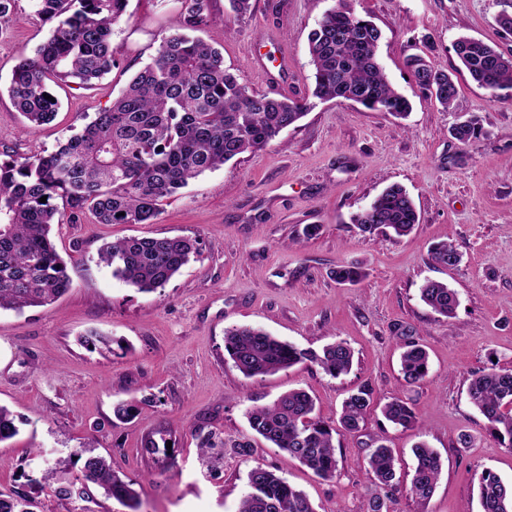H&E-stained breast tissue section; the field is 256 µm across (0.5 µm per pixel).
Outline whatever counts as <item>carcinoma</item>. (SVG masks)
Returning a JSON list of instances; mask_svg holds the SVG:
<instances>
[{
	"mask_svg": "<svg viewBox=\"0 0 512 512\" xmlns=\"http://www.w3.org/2000/svg\"><path fill=\"white\" fill-rule=\"evenodd\" d=\"M181 4L177 28L162 39L152 62L135 74L111 107L47 155L20 158L7 150L0 153V311L46 307L68 291L71 279L51 238L52 227L64 217L87 212L99 224H150L162 202L190 180L265 148L310 108L302 99L249 91L224 67L222 52L196 36L214 22L213 0ZM127 5L128 0H34L39 17L56 25L34 55L16 66L8 87L12 104L29 127L56 117L59 103L44 98L53 95L52 86L74 83L89 89L116 66L112 28L125 16ZM381 37V30L357 16L348 0H336L308 37L313 96L348 100L361 95V106L368 110L406 117L410 101L393 87L378 61ZM454 51L479 86L490 92L512 89V57L469 36L458 37ZM406 65L421 90L444 108L455 107L456 74L433 69L419 54L408 57ZM482 131L479 117L469 114L451 134L466 144ZM352 222L365 236L388 229L402 237L419 223V214L407 191L391 185ZM197 253V241L188 237L132 236L103 244L98 259L112 268L113 277L151 293L165 287ZM430 258L452 268L460 262V253L451 243H439ZM333 276L339 284H355L364 273L347 264L338 266ZM420 297L445 318L453 317L459 304L456 291L439 281L426 282ZM224 348L247 377L272 375L303 362L337 377L353 363V351L343 341L318 353L247 326L225 330ZM401 371L408 384L428 376L429 355L421 345L406 344ZM468 393L491 435L512 449V369L492 367L475 373ZM372 395L371 388L363 387L344 400V430L359 431ZM313 413L309 393L293 389L271 404L252 407L247 418L250 428L288 460L333 480L338 474L336 429ZM382 414L395 426H417L415 413L399 398L385 403ZM18 432L15 416L0 406V442ZM413 455L408 493L426 501L441 474V458L424 442L413 448ZM367 464L385 495L371 497L366 512H389L387 502L400 490L391 449L377 441ZM41 480L62 482L59 493L68 499L90 498L91 484L131 510L139 498L136 482L121 477L112 461L89 447L46 466ZM247 485L239 512H314L301 491L266 467H253ZM478 494L480 512H512V483L496 474L481 473ZM33 504L24 493L0 494V512H32Z\"/></svg>",
	"mask_w": 512,
	"mask_h": 512,
	"instance_id": "1",
	"label": "carcinoma"
}]
</instances>
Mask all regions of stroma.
<instances>
[{
  "label": "stroma",
  "instance_id": "1",
  "mask_svg": "<svg viewBox=\"0 0 512 512\" xmlns=\"http://www.w3.org/2000/svg\"><path fill=\"white\" fill-rule=\"evenodd\" d=\"M350 3L382 30L379 60L410 99L408 118L313 100L308 36L334 0H252L250 13L238 17L227 0H214L216 22L203 37L222 51L225 66L249 90L312 106L264 149L191 181L152 223L97 224L83 216L54 226L69 291L47 307L0 312V405L21 420L18 435L0 443V493L35 497L34 512H84V501L61 497L56 484L30 481L43 460L91 446L138 482L137 512H237L257 465L303 491L314 512H362L378 491L367 458L380 436L397 459L401 487L410 485L418 442L443 461L431 498L397 497L393 512H479L482 471L512 482V450L490 436L468 395L473 372L512 369V89L494 95L463 75L456 107L445 109L419 91L405 64L421 53L435 69L455 71L453 44L462 34L512 56V32L499 23L512 15V0ZM180 8V0H129L112 33L117 66L95 88H58L55 120L32 128L6 88L50 26L33 0H17L0 30V151L32 156L65 143L151 62ZM464 112L484 128L466 144L450 134ZM392 184L409 192L419 223L400 238L362 236L351 216ZM309 224L320 230L308 238ZM130 236L191 237L198 253L165 288L141 293L97 262L102 243ZM440 242L455 245L457 266L431 261ZM350 263L363 279L337 283L334 269ZM429 279L457 292L453 318L421 301ZM242 325L315 351L345 341L352 367L333 377L306 362L244 376L224 350L225 329ZM90 329L106 333L112 348L81 345ZM408 342L430 358L428 376L412 385L400 370ZM365 386L375 406L360 431L335 435L339 475L332 481L285 459L246 417L251 407L301 388L314 399L315 417L334 426L343 401ZM392 397L409 403L417 428L383 418L380 407ZM120 402L136 405V416L117 420ZM464 432L473 438L467 448L458 442ZM211 433L224 441V459L212 469L199 458ZM149 435L159 446L153 457L141 451ZM238 442L251 443V455H237Z\"/></svg>",
  "mask_w": 512,
  "mask_h": 512
}]
</instances>
